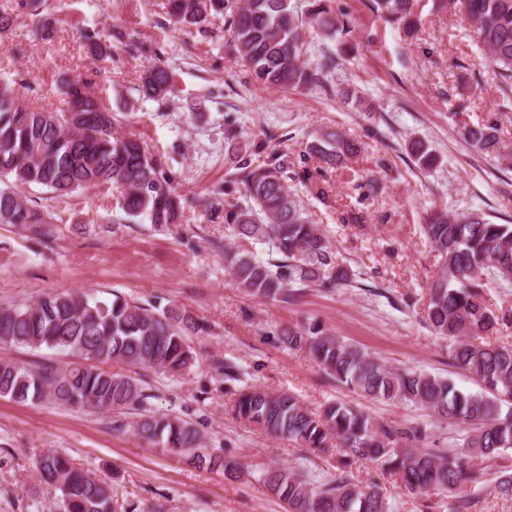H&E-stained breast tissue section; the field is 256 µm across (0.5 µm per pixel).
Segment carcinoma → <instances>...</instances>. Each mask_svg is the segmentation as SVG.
<instances>
[{"mask_svg":"<svg viewBox=\"0 0 512 512\" xmlns=\"http://www.w3.org/2000/svg\"><path fill=\"white\" fill-rule=\"evenodd\" d=\"M388 19L415 27V0H374ZM477 35L489 58L512 80V0H453ZM42 0H5L0 3V36L12 25L16 10L37 11ZM174 24L189 27L215 13L229 11L226 23L249 69L259 82L278 88L305 87L322 82V71L301 61L304 41L301 23L290 0H167ZM310 22L325 33L336 29L329 8L320 3ZM89 53L99 61L112 56L110 36L84 34ZM172 77L163 64L145 67L137 91L161 101L171 91ZM94 81L68 80L61 92L63 112L19 104L14 84L0 82V176H13L15 188H0V224L26 227L39 238L54 236L57 214L28 206L17 192L39 186L58 197L99 186L119 192L120 208L128 220L155 226L179 220L181 195L165 159L144 142L118 132L117 115L93 91ZM464 140L488 155L499 154L494 124L464 128ZM361 151L337 132L315 139L308 155L336 168ZM409 152L421 169L433 167L438 156L421 140ZM245 204L225 212V222L244 241L267 243L280 255L262 260L243 249L224 251V267L242 290L254 297L286 300L293 286H343L349 272L307 215L303 201L288 184L279 159L241 164ZM424 234L436 252L439 270L428 288L424 307L436 335L448 340L453 366L471 375L482 387L464 392L452 380L409 368H389L360 347L330 336L313 324L282 332L290 350L309 352L325 373L361 396L386 402L411 403L465 430L462 448H431L425 426L380 428L357 409L341 402L327 404L319 415L294 395L250 387L234 403L235 414L266 434L326 448L329 437L342 448L341 474L314 482L292 468H265L259 481L287 505L286 512H390L377 486L361 487L348 474L356 459H386L412 492H456L467 486L481 489L482 470L473 458H496L512 448V348L476 344L472 336H490L512 323V307L491 308L489 281L512 286V224H494L483 214L452 216L433 213ZM205 333L206 326L174 309L158 311L114 296L110 301L81 293L48 294L30 305L0 307V344L63 352L70 361L59 368L32 369L0 360V398L21 404L51 402L58 406L122 411L134 409L133 429L148 442L192 460L219 466L230 480L245 475L243 465L227 456L204 454L203 435L182 418L151 408L152 395L138 380L104 368L112 361L147 366L176 374L194 360L187 332ZM96 359L99 365H86ZM40 483L54 494L63 512H117L112 483L75 466L57 451L41 454L35 463ZM495 491L512 499V468L502 467Z\"/></svg>","mask_w":512,"mask_h":512,"instance_id":"1","label":"carcinoma"}]
</instances>
